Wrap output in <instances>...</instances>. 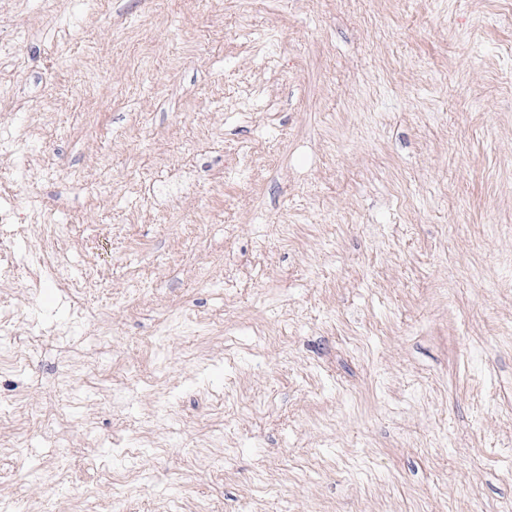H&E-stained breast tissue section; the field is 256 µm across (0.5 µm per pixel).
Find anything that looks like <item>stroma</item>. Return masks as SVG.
<instances>
[{"label": "stroma", "instance_id": "35a3bbf8", "mask_svg": "<svg viewBox=\"0 0 512 512\" xmlns=\"http://www.w3.org/2000/svg\"><path fill=\"white\" fill-rule=\"evenodd\" d=\"M1 86L0 512H512V0H0Z\"/></svg>", "mask_w": 512, "mask_h": 512}]
</instances>
